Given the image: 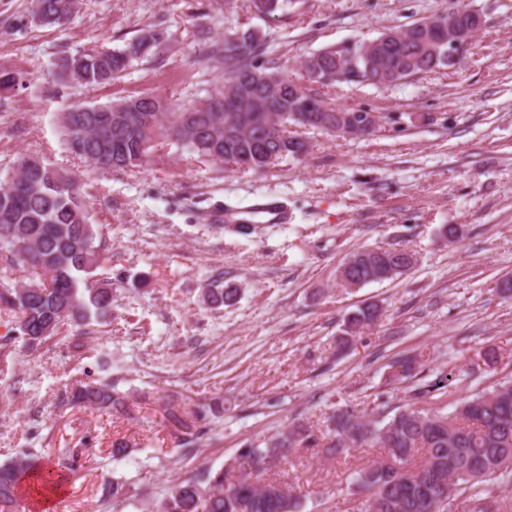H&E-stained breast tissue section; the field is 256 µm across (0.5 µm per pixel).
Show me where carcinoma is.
Wrapping results in <instances>:
<instances>
[{
	"mask_svg": "<svg viewBox=\"0 0 512 512\" xmlns=\"http://www.w3.org/2000/svg\"><path fill=\"white\" fill-rule=\"evenodd\" d=\"M32 20L39 26L64 23L78 0H35ZM417 20L390 33L339 50L305 57L304 82L282 74L281 58L252 32L226 30L206 59L224 68V83L188 105L159 96L76 105L60 115L71 150L99 169L123 170L147 161L170 142L192 158L221 161L263 172L294 157L301 140L294 125L317 130L312 115L328 119L346 107L322 98L320 88L335 83L391 85L437 68H453L448 46ZM161 32L143 30L117 49L78 50L60 58L61 74L92 87L112 82L160 41ZM97 233L75 180L44 159L23 155L0 180V259L30 274L29 282L0 287V303L19 315L18 335L34 349L69 320L78 326L112 315V280L94 279L99 266ZM417 264L415 253L382 246L351 252L337 285L348 289L393 281ZM237 289L215 280L203 301L219 307L235 301ZM382 316L376 303L363 304L343 319L347 347ZM394 377L419 374L415 355L392 362ZM120 378L77 381L64 391L67 405L123 417L131 406L156 405L189 446L223 416L224 404L200 402L174 392L122 390ZM453 397V410L433 405L435 396ZM410 397L427 407L406 409L389 421L345 410L327 417L326 432L291 423L259 444L245 446L239 467L207 470L200 479L173 482L164 495L141 504L143 512H301L300 498L261 473L305 450L346 458L354 448H382L385 456L352 473L357 512H512V379L467 395L452 373L420 384ZM61 475L28 453L0 462V512H18L19 493L41 495L59 485Z\"/></svg>",
	"mask_w": 512,
	"mask_h": 512,
	"instance_id": "carcinoma-1",
	"label": "carcinoma"
}]
</instances>
